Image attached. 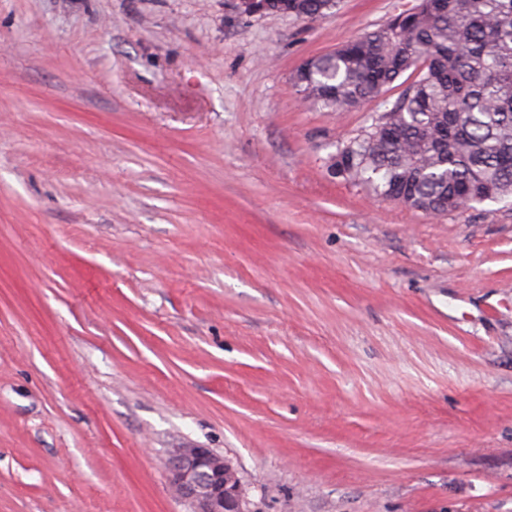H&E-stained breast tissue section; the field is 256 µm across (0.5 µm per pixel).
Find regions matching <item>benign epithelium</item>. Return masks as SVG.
<instances>
[{
  "label": "benign epithelium",
  "mask_w": 512,
  "mask_h": 512,
  "mask_svg": "<svg viewBox=\"0 0 512 512\" xmlns=\"http://www.w3.org/2000/svg\"><path fill=\"white\" fill-rule=\"evenodd\" d=\"M169 488L189 512H249L237 470L210 448H178L168 462Z\"/></svg>",
  "instance_id": "benign-epithelium-1"
}]
</instances>
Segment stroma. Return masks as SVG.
Here are the masks:
<instances>
[{
  "label": "stroma",
  "mask_w": 512,
  "mask_h": 512,
  "mask_svg": "<svg viewBox=\"0 0 512 512\" xmlns=\"http://www.w3.org/2000/svg\"><path fill=\"white\" fill-rule=\"evenodd\" d=\"M416 0H0V512H512V205L334 177L294 72ZM268 12L287 14L295 19L325 15L337 6V0H269ZM169 488L189 512H249L237 470L209 448H177L168 462Z\"/></svg>",
  "instance_id": "1"
}]
</instances>
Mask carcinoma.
I'll list each match as a JSON object with an SVG mask.
<instances>
[{
  "label": "carcinoma",
  "mask_w": 512,
  "mask_h": 512,
  "mask_svg": "<svg viewBox=\"0 0 512 512\" xmlns=\"http://www.w3.org/2000/svg\"><path fill=\"white\" fill-rule=\"evenodd\" d=\"M337 0H269L295 19ZM304 99L329 112L399 84L386 134L369 125L329 158L336 176L431 215L512 198V0H418L300 67Z\"/></svg>",
  "instance_id": "obj_1"
}]
</instances>
